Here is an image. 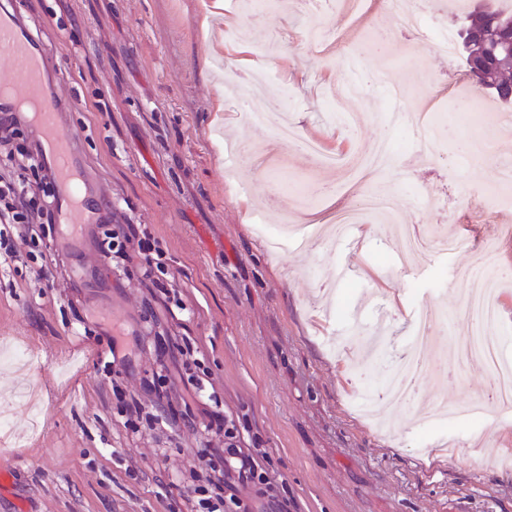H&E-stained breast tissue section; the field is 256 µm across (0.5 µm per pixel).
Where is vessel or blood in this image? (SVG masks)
Wrapping results in <instances>:
<instances>
[{"mask_svg":"<svg viewBox=\"0 0 512 512\" xmlns=\"http://www.w3.org/2000/svg\"><path fill=\"white\" fill-rule=\"evenodd\" d=\"M23 30L19 15L0 12V51L6 55L9 70L8 78L0 81V107L28 113L57 178L58 221L63 237L76 242L83 238L93 210L104 207L105 202L92 192L81 174V132L67 125L59 110L62 89L47 86L53 60L35 51Z\"/></svg>","mask_w":512,"mask_h":512,"instance_id":"obj_1","label":"vessel or blood"}]
</instances>
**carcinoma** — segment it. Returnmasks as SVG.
Masks as SVG:
<instances>
[{
  "instance_id": "carcinoma-1",
  "label": "carcinoma",
  "mask_w": 512,
  "mask_h": 512,
  "mask_svg": "<svg viewBox=\"0 0 512 512\" xmlns=\"http://www.w3.org/2000/svg\"><path fill=\"white\" fill-rule=\"evenodd\" d=\"M462 26L469 40L461 51L467 75L478 89L503 103H512L508 98V90H512V60L505 52L507 46H512V9L500 6L496 0L488 13L467 14Z\"/></svg>"
}]
</instances>
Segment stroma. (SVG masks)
<instances>
[{"label":"stroma","instance_id":"35a3bbf8","mask_svg":"<svg viewBox=\"0 0 512 512\" xmlns=\"http://www.w3.org/2000/svg\"><path fill=\"white\" fill-rule=\"evenodd\" d=\"M54 59L83 132L92 186L112 203L111 224L80 245L41 232L0 268V344L30 363L0 367V392L31 390L0 446V512H196L200 496L269 512V498L204 485L219 441L212 412L232 419L244 448L262 453L272 495L288 512H512V407L488 403L474 422L431 419L487 391L478 362L456 363L450 343L471 327L465 276L492 247L504 276L500 325L512 360V206L486 192V159L458 168L459 140L482 136L488 157L512 165V122L500 105L491 128L453 127L416 146V130L390 123L384 86L407 82L418 113L448 111L462 60L434 55L426 37L399 30L383 0L316 10L271 0L244 14L235 0H12ZM342 81L347 108L369 113L348 128L322 93ZM223 91H216V84ZM100 102L102 112L91 109ZM287 104L313 156L247 122L248 102ZM392 141V165L358 177L356 160ZM381 184L407 201L411 223L469 239L450 255L398 259L393 225L354 228L335 246L310 242L272 253L256 225L327 226ZM421 196L424 207L411 204ZM149 239L161 265L145 276L136 251L113 261L110 232ZM105 278L90 287L88 267ZM354 278H337L343 266ZM421 308L444 309L430 352L454 377L427 375L391 426L364 414L408 347ZM385 344L366 359L376 321ZM121 337L110 353L113 337ZM206 396L190 399V381ZM162 398L169 425L155 423Z\"/></svg>","mask_w":512,"mask_h":512}]
</instances>
